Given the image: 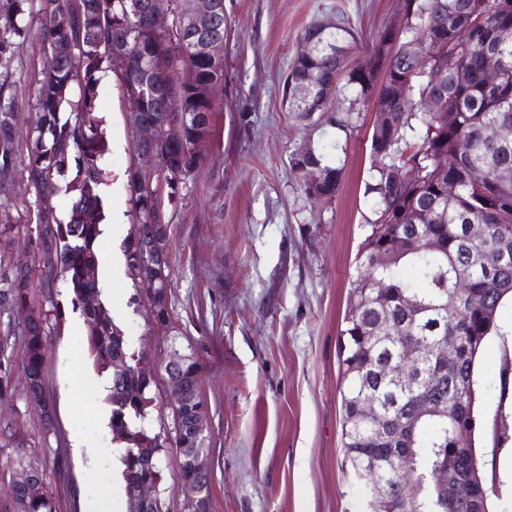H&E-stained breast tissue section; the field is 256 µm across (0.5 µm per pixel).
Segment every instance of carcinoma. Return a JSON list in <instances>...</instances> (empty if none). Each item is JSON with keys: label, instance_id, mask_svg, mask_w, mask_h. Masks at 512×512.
<instances>
[{"label": "carcinoma", "instance_id": "1", "mask_svg": "<svg viewBox=\"0 0 512 512\" xmlns=\"http://www.w3.org/2000/svg\"><path fill=\"white\" fill-rule=\"evenodd\" d=\"M151 0H0V70L12 66L18 48L37 39L43 64L30 89L34 101L25 144L16 137L14 97L0 89V177L16 175L26 182L36 208L41 238L25 235L26 245L43 257L22 277L0 276V302L12 305L0 330V396L12 388L11 337H21L27 376L25 400L51 422L44 392V362L53 335L46 291L63 280L71 289L73 307L87 325V352L98 374H109L112 387V440L120 443L125 512H171L172 494L164 484L168 469L182 482L204 489V510L211 512L212 478L178 459L168 444L170 431L155 430L150 416L156 405L157 379L139 368L145 352L129 349L121 328L102 300L98 276V238L104 220L101 193L103 161L109 143L100 115L102 74L111 72L124 93H139V118L158 126L179 120L183 139L160 137L148 149L157 157L154 177L138 160L127 170L126 192L145 237L125 246L126 275L136 296L156 289L162 300L147 310L149 332L182 335L170 299V262L159 264L148 255L170 249L168 210L195 184L208 160L213 118L223 104L209 95L210 85L224 80V60L197 48L196 32L183 12L190 0H167L170 23L154 26ZM412 24L402 32L392 67L384 72L377 106L391 110L388 135L371 130L376 175L366 185L375 219L358 262L360 272L347 298L340 359L342 436L345 462L354 478L380 481L366 512H492L498 494L495 477H487L472 437L478 425L475 362L486 339L498 330L497 313L512 300V0H412ZM475 38L448 71V46ZM302 39L317 46L311 57L298 56L286 82L344 74V86L366 96L374 75L353 67L342 71L347 44L354 33L339 24L326 31L322 23L305 28ZM60 44L71 55L56 57ZM437 48L434 64L423 70L414 58L418 48ZM499 73L497 84H484L485 73ZM411 80L402 100L387 102L398 77ZM440 91L455 120L448 124L427 111L425 97ZM496 124L508 131L500 141L484 138ZM448 152V171L433 167L431 157ZM295 171L300 190L314 201L334 200L343 166L325 151L305 147ZM458 184L453 198L443 194L448 182ZM66 196L67 215L53 200ZM484 225L480 238L470 225ZM438 243L425 247L424 240ZM396 239L405 248L389 265L372 264V253ZM445 338L458 345L456 361L435 366L434 351ZM415 372L410 386L384 374L385 366L401 362L405 352ZM125 358L126 369L115 368ZM186 382L201 385L198 357L179 368ZM372 401L383 414L407 422L393 426L382 444L373 442L358 422L360 403ZM182 432L177 442L209 453L207 426L197 427L195 407L180 410ZM13 465L30 474L37 489L9 481L4 512H57L40 465L17 450ZM451 467L462 478L480 469L471 500L455 499L430 477ZM149 483L159 491L144 503L131 493Z\"/></svg>", "mask_w": 512, "mask_h": 512}]
</instances>
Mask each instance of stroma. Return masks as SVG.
Instances as JSON below:
<instances>
[{
	"mask_svg": "<svg viewBox=\"0 0 512 512\" xmlns=\"http://www.w3.org/2000/svg\"><path fill=\"white\" fill-rule=\"evenodd\" d=\"M338 22L357 42L346 63L385 64L377 54L386 29L402 25L400 0H224V109L214 117L210 160L173 210L171 300L202 363L209 409L212 512H363L366 488L344 463L339 337L358 253L373 208L365 187L374 173L370 129L375 100L346 90L332 102L352 113L341 132L290 112L288 66L313 21ZM43 58L37 42L17 52L7 78L21 116H30ZM101 114L110 151L106 209L123 223L98 240L102 298L131 348L164 357L169 340L149 334L125 274L124 246L135 216L125 190L132 162L130 107L117 78L104 80ZM334 147L344 167L337 195L323 204L298 188L292 155L304 145ZM57 325L44 367L52 427L26 403L21 354L13 356L12 393L0 398V475L13 456L6 438L46 470L58 512H98L110 498L124 512L121 450L108 427L110 405L73 336L86 326L65 285L52 291ZM475 365L483 427L474 443L495 459L500 498L512 512V440L493 445L492 416L506 356H512V302L499 312ZM93 455L76 450V441Z\"/></svg>",
	"mask_w": 512,
	"mask_h": 512,
	"instance_id": "obj_1",
	"label": "stroma"
}]
</instances>
